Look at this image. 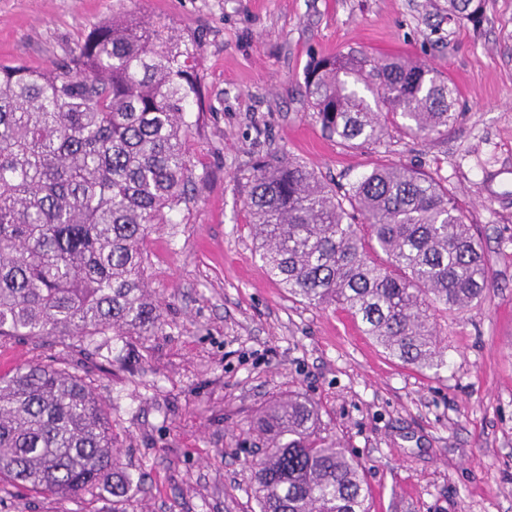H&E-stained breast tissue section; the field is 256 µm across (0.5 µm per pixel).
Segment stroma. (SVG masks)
Returning <instances> with one entry per match:
<instances>
[{
	"instance_id": "35a3bbf8",
	"label": "stroma",
	"mask_w": 512,
	"mask_h": 512,
	"mask_svg": "<svg viewBox=\"0 0 512 512\" xmlns=\"http://www.w3.org/2000/svg\"><path fill=\"white\" fill-rule=\"evenodd\" d=\"M437 0H0V63L41 69L119 11L194 38L204 114L190 132L196 179L149 235L148 284L165 325L93 345L69 336L0 340V374L78 368L112 422L127 512H254L247 428L300 391L364 469L369 512H512V0L480 28ZM363 50L444 72L456 121L432 140L390 130L351 148L325 136L306 96L313 58ZM284 155L344 186L379 162L448 187L481 240L483 299L448 316V365L388 357L344 309L272 282L243 204L254 164ZM0 512H112L101 490L67 499L0 481Z\"/></svg>"
}]
</instances>
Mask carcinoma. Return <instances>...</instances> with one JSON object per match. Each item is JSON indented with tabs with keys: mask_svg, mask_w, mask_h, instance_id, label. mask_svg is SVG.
Segmentation results:
<instances>
[{
	"mask_svg": "<svg viewBox=\"0 0 512 512\" xmlns=\"http://www.w3.org/2000/svg\"><path fill=\"white\" fill-rule=\"evenodd\" d=\"M448 22L479 24L486 0H447ZM197 46L124 11L52 69L0 63V338L153 336L163 308L144 243L187 201L186 113L200 103ZM306 92L323 131L350 147L381 142L397 118L430 140L457 117L455 89L420 62L366 52L314 60ZM244 206L268 275L310 305L338 304L390 357L447 366L440 313L490 284L474 225L448 188L381 163L339 192L284 156L260 162ZM301 393L260 415L250 462L259 512H368L361 465L319 432ZM66 498L133 494L112 425L77 372L34 363L0 376V478Z\"/></svg>",
	"mask_w": 512,
	"mask_h": 512,
	"instance_id": "cac0c4a2",
	"label": "carcinoma"
}]
</instances>
